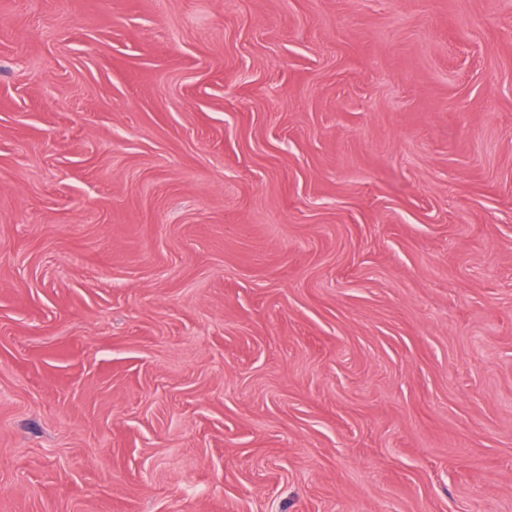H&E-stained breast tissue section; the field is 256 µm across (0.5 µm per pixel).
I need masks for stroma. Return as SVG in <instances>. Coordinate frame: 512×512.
I'll return each instance as SVG.
<instances>
[{"instance_id": "35a3bbf8", "label": "stroma", "mask_w": 512, "mask_h": 512, "mask_svg": "<svg viewBox=\"0 0 512 512\" xmlns=\"http://www.w3.org/2000/svg\"><path fill=\"white\" fill-rule=\"evenodd\" d=\"M0 512H512V0H0Z\"/></svg>"}]
</instances>
